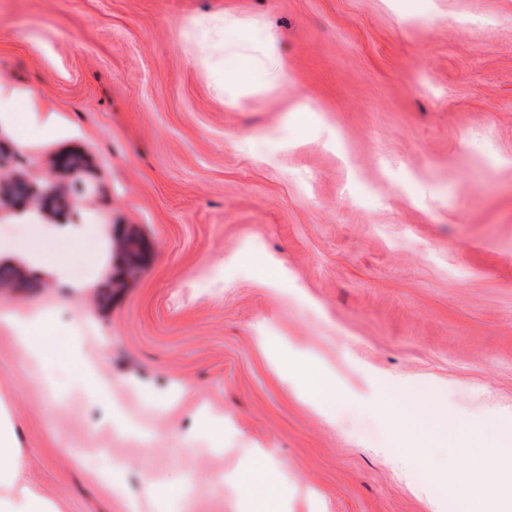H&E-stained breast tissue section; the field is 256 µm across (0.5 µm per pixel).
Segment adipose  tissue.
I'll return each mask as SVG.
<instances>
[{
    "mask_svg": "<svg viewBox=\"0 0 512 512\" xmlns=\"http://www.w3.org/2000/svg\"><path fill=\"white\" fill-rule=\"evenodd\" d=\"M20 100L16 90L7 83H0V123L13 126L23 137L34 130L44 135L63 131V119L58 113L20 107ZM32 229V235L23 240L0 238V252L21 253L31 263L46 266L55 277L69 282L73 291H80V284L73 282L70 276L69 250L88 238L89 225L71 224L64 228L60 235L68 247L56 252L45 246L46 240L53 236L52 231L37 223ZM0 322L14 331L15 340L25 355L34 359L43 356L45 340L54 329L48 315L33 310L23 313L12 307L0 312ZM268 361L289 381L300 383L315 397L330 396L334 390V383L325 372L306 366L300 358L286 359L272 354ZM395 388L396 401L390 406L391 415L399 416L405 409L415 411L427 419L430 437H439L447 413L444 400L419 380H400ZM468 453L471 464L456 472L458 493L467 502L470 512H505L512 504V449L472 447ZM24 455V450L16 447L10 429L0 426V512H58L56 503L28 486ZM487 460L500 470L492 483L484 481L481 475V465Z\"/></svg>",
    "mask_w": 512,
    "mask_h": 512,
    "instance_id": "ef3b65f1",
    "label": "adipose tissue"
}]
</instances>
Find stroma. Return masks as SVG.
Returning a JSON list of instances; mask_svg holds the SVG:
<instances>
[{"label":"stroma","instance_id":"stroma-1","mask_svg":"<svg viewBox=\"0 0 512 512\" xmlns=\"http://www.w3.org/2000/svg\"><path fill=\"white\" fill-rule=\"evenodd\" d=\"M228 15L249 41L194 59ZM1 80L70 131L0 125V180L81 158L69 204L98 235L78 300L1 253L0 308L53 316L110 383L87 404L0 324L32 488L61 512H459L456 430L419 459L372 395L417 378L478 446L512 428V0H0ZM260 336L340 399L315 411Z\"/></svg>","mask_w":512,"mask_h":512}]
</instances>
